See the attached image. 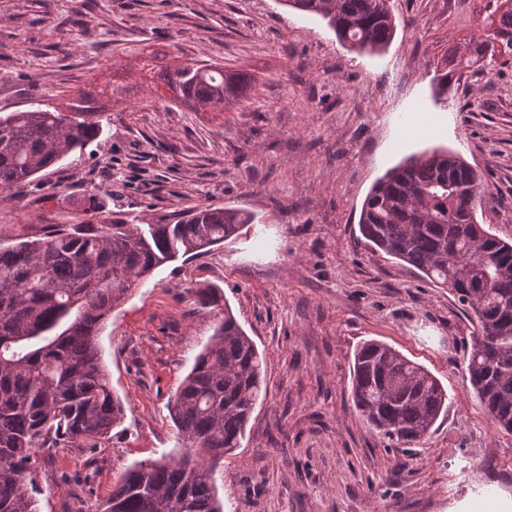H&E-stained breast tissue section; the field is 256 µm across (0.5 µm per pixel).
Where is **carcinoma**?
Masks as SVG:
<instances>
[{
    "mask_svg": "<svg viewBox=\"0 0 512 512\" xmlns=\"http://www.w3.org/2000/svg\"><path fill=\"white\" fill-rule=\"evenodd\" d=\"M327 21L339 41L367 54L396 33L390 0H281ZM486 0L485 34L452 50L454 68L437 76L438 94L456 73L512 52V5ZM183 102L204 112L242 96L239 73L220 65L164 75ZM89 93L66 110L32 108L0 115V188L34 177L102 131ZM489 202L482 173L444 150L389 170L362 205L359 227L373 247L446 288L475 324L465 375L496 424L512 432V243L488 232L477 212ZM250 218L236 209L198 206L177 224L142 232L103 218L101 229L54 224L39 236L0 247V512H37L39 453L57 441H91L121 423L97 336L134 282L159 264L191 256L236 235ZM264 361L229 310L182 382L171 408L195 455L136 464L101 512H223L213 481L224 454L240 447L260 398ZM356 410L393 445L418 447L448 391L423 366L368 340L354 352Z\"/></svg>",
    "mask_w": 512,
    "mask_h": 512,
    "instance_id": "carcinoma-1",
    "label": "carcinoma"
}]
</instances>
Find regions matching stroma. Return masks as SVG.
<instances>
[{
    "mask_svg": "<svg viewBox=\"0 0 512 512\" xmlns=\"http://www.w3.org/2000/svg\"><path fill=\"white\" fill-rule=\"evenodd\" d=\"M380 54L337 40L279 0H0V114L63 108L87 88L102 131L83 153L0 191V244L99 216L173 224L197 206L253 218L211 250L134 284L99 337L119 426L96 447L42 451L38 512H97L126 469L183 454L173 397L213 334L214 286L266 360L265 398L214 473L224 512H512V433L469 386L474 327L446 289L373 251L359 232L374 182L445 148L479 169L483 222L512 241V54L436 96L456 43L482 34V0H391ZM160 70L219 63L248 88L221 112L175 100ZM432 132H405L415 114ZM377 339L424 366L448 410L424 445L388 447L354 409L350 365Z\"/></svg>",
    "mask_w": 512,
    "mask_h": 512,
    "instance_id": "obj_1",
    "label": "stroma"
}]
</instances>
